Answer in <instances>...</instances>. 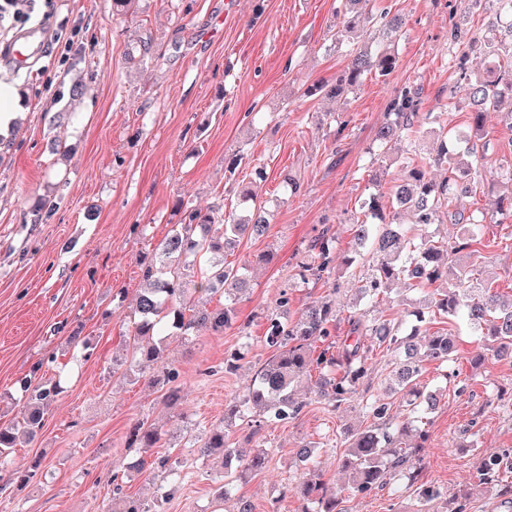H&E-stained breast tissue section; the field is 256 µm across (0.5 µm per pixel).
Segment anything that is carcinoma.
Here are the masks:
<instances>
[{"instance_id": "carcinoma-1", "label": "carcinoma", "mask_w": 512, "mask_h": 512, "mask_svg": "<svg viewBox=\"0 0 512 512\" xmlns=\"http://www.w3.org/2000/svg\"><path fill=\"white\" fill-rule=\"evenodd\" d=\"M491 3L492 19L512 20V0H467L479 5ZM371 0H342L340 21L331 36L336 48L346 47L347 64L333 80H319L308 86V97L341 101L365 75L387 77L399 67L394 53L375 45L367 37L369 26L380 20L382 37L398 38L400 18L384 9L374 17ZM462 22L452 24L448 40L472 48L477 40L468 38ZM488 59L487 75L470 78L465 57H460V80L467 86L470 108L466 131L455 132L436 143L428 157L419 153L418 119L432 124L443 120L442 112H419V93L404 90L387 107L386 120L376 132L375 142L382 151L395 137L408 141V153L402 161L403 176L390 195L396 206L392 218L384 216L383 196L372 194L361 201V217L351 225L353 240L360 246L370 245L375 259L365 284L358 288V300L376 298L402 285L406 291L422 294L411 303L408 320L398 323L372 319L364 312L348 317L345 338L333 340L331 330L338 321L336 306L327 299L316 300L297 322L284 321L270 314L264 336L272 355L256 373L248 390L234 397L224 411V420L257 408L262 422L287 423L297 419L305 403L296 394V383L306 369L321 371L317 393L325 404L339 410L356 394H361V409L370 419L364 429L352 434L348 446L338 459L339 468L348 475L353 492L370 494L390 488L399 481L415 488L419 512H430L444 492L422 480V460L428 441L427 415L440 403L439 394L418 387L422 363L446 364L455 360L458 343L445 329H432L439 319L454 318L464 322L480 337L478 350L471 358L475 365L487 355L512 358V298L503 299L492 284L479 277L478 270L463 260L462 252L480 241L479 226L485 219L455 208L452 199L473 192L486 178L484 160L488 143L482 130L488 113L497 112L512 130V46L509 61L503 63V49L493 41L484 44ZM445 170L442 180L427 176L426 168ZM255 178L239 191L238 205L246 216L234 213L216 224L211 211L191 209L183 222L172 225L141 266L142 287L137 294L135 319L130 333L133 359L124 374L138 372L154 384L167 385L166 399L174 402L179 389L171 386L177 378L168 367L166 352L174 341H188L205 329L222 335L238 319L237 293L245 282V267L226 262V253L235 239L245 235H262L268 225L258 181L263 170H254ZM448 206V223L456 226V240L450 242L434 236L429 228L439 221L442 206ZM490 221L512 223V188L497 194L492 203ZM336 237L324 231L310 246L307 260L301 265L303 279L320 280L331 273L336 257ZM222 292L224 304L214 308L195 300V295ZM379 351L387 357L385 380L391 394L406 400L410 418L399 421L391 414V403L368 396L363 389L368 376L369 356ZM25 401L16 422L0 424V465L7 461L19 436L32 437L41 429L45 409L60 392L59 381H48L33 389L31 380L17 381ZM162 432L141 419L128 430L130 448L142 450L134 464L138 470L149 466L146 453L161 447ZM201 447L224 453V485L218 496L234 501L230 512H253L250 503L233 499L237 471L258 472L267 467L268 452L257 450L243 456L230 448L224 426L213 425L201 434ZM308 448L300 450L303 462L294 479L282 485L280 498L298 495L316 505L314 512H341L340 498L323 480L311 460ZM512 453L503 451L482 457L477 470L478 482L498 496L512 499Z\"/></svg>"}]
</instances>
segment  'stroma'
I'll return each mask as SVG.
<instances>
[{
  "label": "stroma",
  "instance_id": "stroma-1",
  "mask_svg": "<svg viewBox=\"0 0 512 512\" xmlns=\"http://www.w3.org/2000/svg\"><path fill=\"white\" fill-rule=\"evenodd\" d=\"M372 6L392 7L404 19L395 43L399 68L366 76L339 104L304 94L346 65L330 40L339 0H138L123 19L113 18L111 0L37 4L31 24L48 25L73 49L27 69L0 64V81L19 88L24 106L19 124L0 136V424L20 411V377L38 382L58 371L63 390L35 439L20 441L0 465V512H112L116 473L124 477L119 494L150 512H221V459L202 454L197 441L218 424L237 446L269 454L266 469L236 484L254 512H305L306 502L280 499L279 491L296 474L297 450L306 444L316 448L343 512H416L404 484L379 494L349 491L336 460L345 428L367 420L359 403L335 411L318 398V369L301 378L306 407L298 419L259 429L246 417L224 420L227 403L246 392L271 354L263 337L272 311L295 322L312 301L329 298L342 316L336 333L346 334L367 265H339L328 279L305 281L299 264L326 228L339 254L349 253L360 202L400 175L405 140H392L382 155L374 144L389 102L410 88L422 111L445 113L449 129L467 124L466 88L448 43L450 26L461 19L458 0ZM143 41L151 49L145 62ZM78 79L85 94L69 100L66 91ZM485 138L487 179L497 183L512 159V132L492 114ZM239 154L245 163L229 172ZM257 168L267 174L261 191L271 223L263 237L240 239L229 257L246 266L250 280L238 304L241 325L170 345L180 399L168 406L160 389L112 369L132 355L126 334L141 261L185 209L234 211L238 181ZM288 176L298 193L288 190ZM46 196L56 208L35 212V200ZM470 252L498 292L512 295V224H485ZM283 294L289 303L281 309ZM447 328L459 339L462 387L448 386L442 368L425 364L422 385L444 395L430 416L422 476L445 491L435 512H448L455 498L467 512H512L475 478L484 455L512 448V360L471 366L473 336L459 321ZM234 351L244 358L237 370H225ZM138 419L165 433L151 458L167 467L153 477L129 468L138 451L126 436ZM36 460L35 477L18 486L17 472ZM173 468L183 481L166 494Z\"/></svg>",
  "mask_w": 512,
  "mask_h": 512
}]
</instances>
